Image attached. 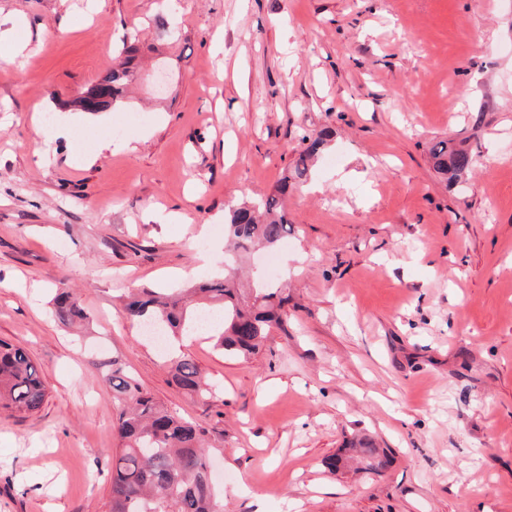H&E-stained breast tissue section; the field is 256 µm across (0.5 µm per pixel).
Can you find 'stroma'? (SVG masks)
I'll use <instances>...</instances> for the list:
<instances>
[{"label": "stroma", "mask_w": 512, "mask_h": 512, "mask_svg": "<svg viewBox=\"0 0 512 512\" xmlns=\"http://www.w3.org/2000/svg\"><path fill=\"white\" fill-rule=\"evenodd\" d=\"M10 29L28 61L0 62V339L48 395L0 415V512H105L112 359L205 430L224 512H512V0H0ZM134 35L170 59L168 95L138 77L38 161L46 113L72 116ZM321 131L294 233L249 267L288 292L284 329L248 360L183 345L216 385L184 395L125 290L215 278L225 209ZM108 135L129 149L87 160ZM448 138L476 159L455 185L429 157ZM61 286L85 333L54 321ZM358 436L391 467L329 472Z\"/></svg>", "instance_id": "1"}]
</instances>
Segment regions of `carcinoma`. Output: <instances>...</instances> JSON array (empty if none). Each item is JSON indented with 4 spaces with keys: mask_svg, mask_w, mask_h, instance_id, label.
<instances>
[{
    "mask_svg": "<svg viewBox=\"0 0 512 512\" xmlns=\"http://www.w3.org/2000/svg\"><path fill=\"white\" fill-rule=\"evenodd\" d=\"M123 44L115 54L116 64L97 81L110 99L101 108L124 104L129 83L138 69L140 47ZM328 132L305 136V147L292 169L281 179L278 191L264 199L230 205L224 212V275L190 290L186 296L165 297L149 288H130L125 312L141 324L154 323L168 337L195 335L200 312L212 310L218 319L209 336L215 348L229 355L257 354L273 329L287 318L288 295L281 288L246 290L236 281L238 259L255 248L273 249L293 230L283 203L297 185L311 175L310 162L326 145ZM434 166L453 181L470 168L472 155L448 140L431 148ZM52 312L59 323L70 325L87 318L80 297L71 288H60ZM105 381L112 388L118 409L116 431L121 448L112 461L106 512H224L223 500L209 476L205 432L184 420L144 391L118 361L104 362ZM172 382L183 393L204 401L212 384L193 359L182 356L172 363ZM47 397L39 366L22 347L0 341V413L23 417L37 412ZM369 473L380 474L391 457L375 443L356 439L349 443Z\"/></svg>",
    "mask_w": 512,
    "mask_h": 512,
    "instance_id": "cac0c4a2",
    "label": "carcinoma"
}]
</instances>
